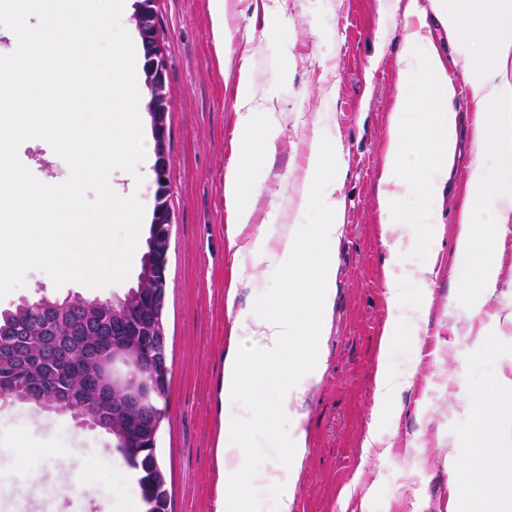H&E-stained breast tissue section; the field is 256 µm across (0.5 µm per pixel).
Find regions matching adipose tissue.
Returning <instances> with one entry per match:
<instances>
[{"label":"adipose tissue","instance_id":"obj_1","mask_svg":"<svg viewBox=\"0 0 512 512\" xmlns=\"http://www.w3.org/2000/svg\"><path fill=\"white\" fill-rule=\"evenodd\" d=\"M386 11L404 20L401 78L422 79L420 104L398 98L389 116L388 145L378 185L377 204L385 231L399 230L401 212L419 205L420 221L434 224L449 186L459 131L455 123L457 86L449 64L461 66L471 105L469 136L476 150L467 191L459 203L457 255L467 257L475 275L465 282V304L452 316L471 332V320L495 295L501 265L494 255L499 238L512 232V83L501 68L512 56V0H389ZM448 35L447 49L433 39L435 29ZM419 124H409L413 107ZM241 133L259 134L224 176V198L232 221L228 247L247 255L236 269L238 283L268 293L269 277L284 287L272 309L259 319L239 313L224 350L215 461L221 485L216 512H295L292 488L308 448L304 407L310 389L326 368L325 342L332 327L336 297L337 246L344 234V199L338 184L325 185L322 224H264L262 249L251 246L252 201L261 190L251 171L268 163L281 131L278 115L257 102L250 84L240 83L236 102ZM302 171L298 210L313 202L310 186L335 162L336 142L326 125L313 120ZM265 268L266 277L256 275ZM287 374L288 384L267 406L255 403L250 385L255 373ZM512 394V382L499 384L467 409L480 423L469 445L448 454V470L467 482L474 495L454 503L450 512H482L479 502L499 486L512 488V453L503 454L500 437L482 427L496 416V398ZM504 459L490 472L486 461Z\"/></svg>","mask_w":512,"mask_h":512}]
</instances>
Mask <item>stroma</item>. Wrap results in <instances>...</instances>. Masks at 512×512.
Masks as SVG:
<instances>
[{"instance_id": "1", "label": "stroma", "mask_w": 512, "mask_h": 512, "mask_svg": "<svg viewBox=\"0 0 512 512\" xmlns=\"http://www.w3.org/2000/svg\"><path fill=\"white\" fill-rule=\"evenodd\" d=\"M272 0H226L223 44L212 33L209 0H157L167 81L174 97L169 128L170 204L174 215L164 327L172 367L160 457L172 512H215L219 495L215 444L217 398L226 338L236 311L260 318L267 296L239 287L234 307L226 293L238 257L225 245L230 215L224 175L246 149L235 110L240 75L258 97L286 113L272 167L252 173L260 186L257 217L271 210L289 221L320 224V205L295 212L304 143L318 114L331 119L339 146L328 179L341 186L344 236L338 247L333 326L327 367L310 390L304 412L309 448L294 485L295 512H448L469 497L467 484L448 475V443L467 442L474 421L463 406L500 377L512 379V324L482 346L451 338L448 309L464 304L458 283L474 270L456 256V206L466 189L473 149L462 140L454 185L440 206V235L402 212L410 224L403 266L388 263L377 188L387 147V117L398 97L419 100V78L401 79V19H389L381 0H287L282 30L266 34ZM20 161L41 181L69 176L67 163L44 140L30 139ZM435 266L434 303L426 305L418 270ZM140 259L119 284L55 286L31 271L26 285L0 300L11 310L24 299L108 300L136 287ZM402 275V334L384 338L391 314L387 278ZM393 371L409 376L385 414H378L376 372L381 345ZM57 453L48 463L41 449ZM40 473L32 481V473ZM81 480L74 488L69 477ZM0 512H142L137 477L115 450L110 433L79 425L69 413L33 403L0 401Z\"/></svg>"}]
</instances>
